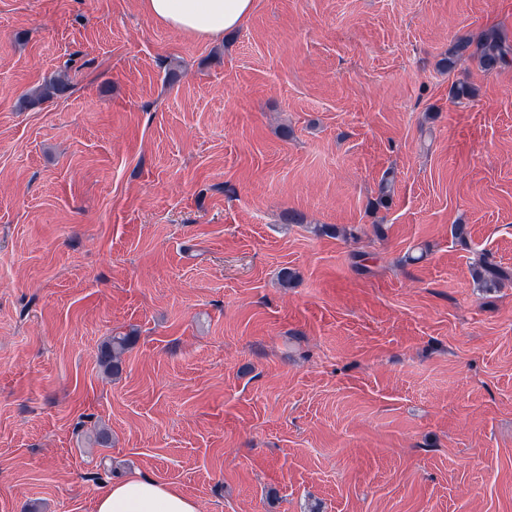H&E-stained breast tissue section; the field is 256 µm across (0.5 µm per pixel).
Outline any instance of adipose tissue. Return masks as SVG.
<instances>
[{
    "label": "adipose tissue",
    "mask_w": 512,
    "mask_h": 512,
    "mask_svg": "<svg viewBox=\"0 0 512 512\" xmlns=\"http://www.w3.org/2000/svg\"><path fill=\"white\" fill-rule=\"evenodd\" d=\"M144 12L159 24L201 41H215L251 15L255 0H141ZM95 512H197L194 499L153 478L132 475L109 482Z\"/></svg>",
    "instance_id": "ef3b65f1"
}]
</instances>
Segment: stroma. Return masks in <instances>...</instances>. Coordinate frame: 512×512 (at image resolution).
I'll return each instance as SVG.
<instances>
[{
	"label": "stroma",
	"instance_id": "1",
	"mask_svg": "<svg viewBox=\"0 0 512 512\" xmlns=\"http://www.w3.org/2000/svg\"><path fill=\"white\" fill-rule=\"evenodd\" d=\"M493 26L512 0H255L219 43L0 0V512L138 472L198 512H512V281L471 277L512 269V63L448 64ZM472 275L478 288L486 291L499 288L504 284V281L512 279V271L493 263L487 256L473 265ZM134 336L116 333L109 336L99 351V364L109 374L118 375L122 370V356L129 349Z\"/></svg>",
	"mask_w": 512,
	"mask_h": 512
}]
</instances>
